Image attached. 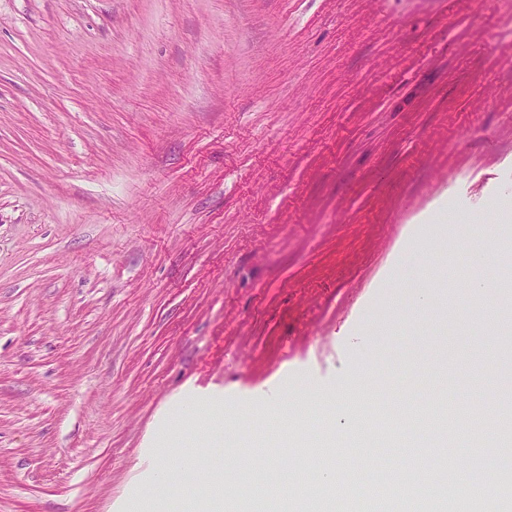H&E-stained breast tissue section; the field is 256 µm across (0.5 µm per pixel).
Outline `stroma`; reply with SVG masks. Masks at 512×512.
I'll list each match as a JSON object with an SVG mask.
<instances>
[{
  "label": "stroma",
  "mask_w": 512,
  "mask_h": 512,
  "mask_svg": "<svg viewBox=\"0 0 512 512\" xmlns=\"http://www.w3.org/2000/svg\"><path fill=\"white\" fill-rule=\"evenodd\" d=\"M506 200L512 0H0V512L158 499L153 431L263 507L262 459L316 485L328 431L340 495L463 490L512 405L475 315L512 298L406 242L480 249Z\"/></svg>",
  "instance_id": "1"
}]
</instances>
